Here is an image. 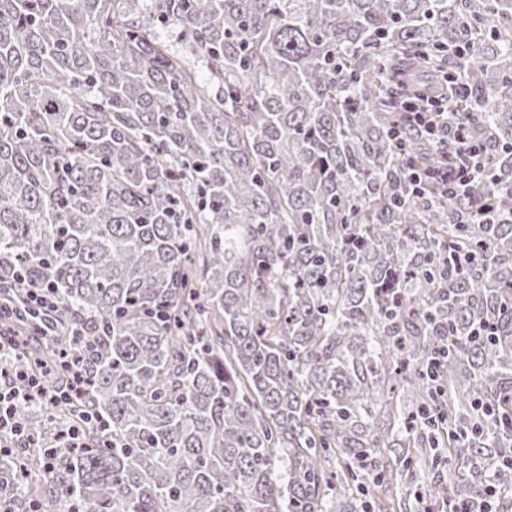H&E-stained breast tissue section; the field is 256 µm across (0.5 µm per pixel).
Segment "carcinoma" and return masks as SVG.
<instances>
[{
  "label": "carcinoma",
  "mask_w": 512,
  "mask_h": 512,
  "mask_svg": "<svg viewBox=\"0 0 512 512\" xmlns=\"http://www.w3.org/2000/svg\"><path fill=\"white\" fill-rule=\"evenodd\" d=\"M489 180L446 199L408 166L396 99L448 70ZM0 302L51 283L102 416L14 512H408L455 459L479 507L512 452V0H0ZM497 336L478 339L481 323ZM404 466L394 467V461ZM340 494L331 495L334 487ZM456 475L454 465L448 463L446 458H443L435 465L432 471H425L423 474L418 476L415 482L408 485L406 490L403 489L402 492L405 493V497L414 501V494H422L424 486L429 482V480H438L444 486L448 487L449 484L452 486L455 483Z\"/></svg>",
  "instance_id": "1"
}]
</instances>
